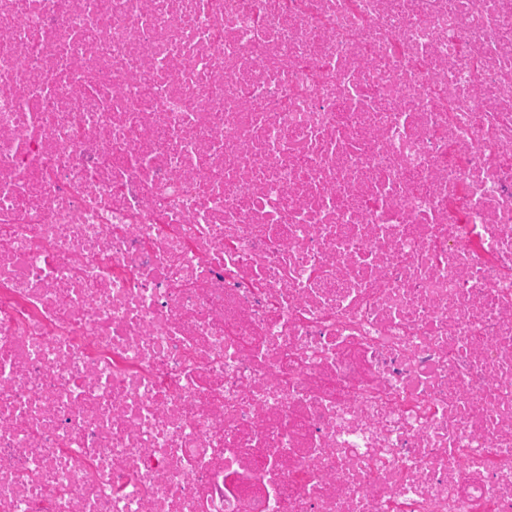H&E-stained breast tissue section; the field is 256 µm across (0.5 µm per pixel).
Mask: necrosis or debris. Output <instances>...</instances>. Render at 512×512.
Listing matches in <instances>:
<instances>
[{
	"label": "necrosis or debris",
	"mask_w": 512,
	"mask_h": 512,
	"mask_svg": "<svg viewBox=\"0 0 512 512\" xmlns=\"http://www.w3.org/2000/svg\"><path fill=\"white\" fill-rule=\"evenodd\" d=\"M0 512H512V0H0Z\"/></svg>",
	"instance_id": "obj_1"
}]
</instances>
